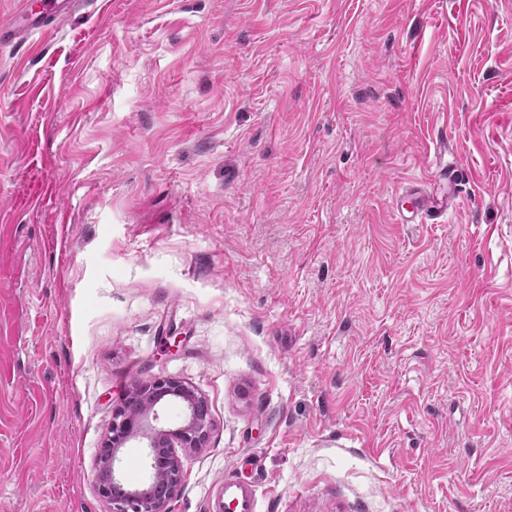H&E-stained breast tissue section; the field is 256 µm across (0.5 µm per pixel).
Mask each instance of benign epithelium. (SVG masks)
<instances>
[{"mask_svg": "<svg viewBox=\"0 0 512 512\" xmlns=\"http://www.w3.org/2000/svg\"><path fill=\"white\" fill-rule=\"evenodd\" d=\"M147 403L136 416L123 418L113 424V435L102 448L97 460V490L99 495L112 504V512H171L170 503L177 497L184 478L182 460L173 446L197 448L207 438L206 415L200 410L202 399L193 390L170 378L157 377L142 387ZM175 395L185 403L187 416L184 423L172 429H159L150 424L158 421V401L154 394ZM148 439V448L160 445L169 449L159 453L156 468L151 471L148 484L127 489L116 474L117 452L133 433Z\"/></svg>", "mask_w": 512, "mask_h": 512, "instance_id": "7a95c632", "label": "benign epithelium"}]
</instances>
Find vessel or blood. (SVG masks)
Here are the masks:
<instances>
[{
	"label": "vessel or blood",
	"mask_w": 512,
	"mask_h": 512,
	"mask_svg": "<svg viewBox=\"0 0 512 512\" xmlns=\"http://www.w3.org/2000/svg\"><path fill=\"white\" fill-rule=\"evenodd\" d=\"M80 0H38L37 8H30L28 0H21L15 18L0 24V46L25 37L39 42L53 29L57 18L73 13ZM214 512H256V487L251 482L228 476L217 496Z\"/></svg>",
	"instance_id": "vessel-or-blood-1"
}]
</instances>
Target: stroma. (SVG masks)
<instances>
[{
	"mask_svg": "<svg viewBox=\"0 0 512 512\" xmlns=\"http://www.w3.org/2000/svg\"><path fill=\"white\" fill-rule=\"evenodd\" d=\"M159 376L209 408L172 512H512V0H85L0 49V512H112ZM256 486L236 476H225L217 496L214 512H255Z\"/></svg>",
	"mask_w": 512,
	"mask_h": 512,
	"instance_id": "1",
	"label": "stroma"
}]
</instances>
